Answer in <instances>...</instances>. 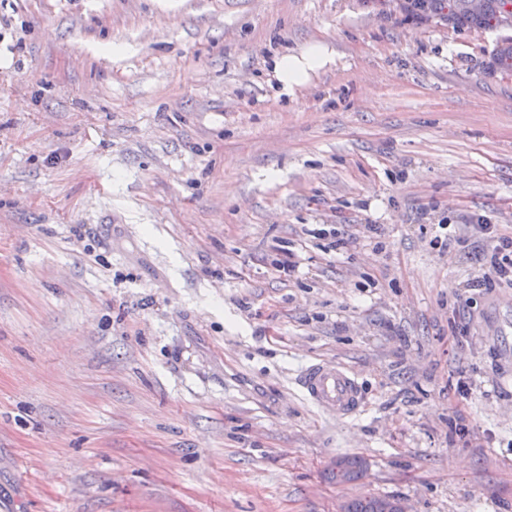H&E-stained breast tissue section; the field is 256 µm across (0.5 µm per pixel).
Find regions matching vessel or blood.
Returning <instances> with one entry per match:
<instances>
[{
    "mask_svg": "<svg viewBox=\"0 0 512 512\" xmlns=\"http://www.w3.org/2000/svg\"><path fill=\"white\" fill-rule=\"evenodd\" d=\"M306 396L340 417L353 415L360 402V384L354 373L326 362L309 365L301 375Z\"/></svg>",
    "mask_w": 512,
    "mask_h": 512,
    "instance_id": "obj_1",
    "label": "vessel or blood"
}]
</instances>
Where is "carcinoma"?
Segmentation results:
<instances>
[{"instance_id":"carcinoma-1","label":"carcinoma","mask_w":512,"mask_h":512,"mask_svg":"<svg viewBox=\"0 0 512 512\" xmlns=\"http://www.w3.org/2000/svg\"><path fill=\"white\" fill-rule=\"evenodd\" d=\"M414 11L439 14L448 11V21L468 28L510 29L512 30V0H483L478 10L471 6L472 0H408ZM496 64L504 71H512V36H504L495 53ZM345 466V476L350 480L359 479L365 463L358 457H348L342 460ZM377 497L366 496L350 501L346 512H376Z\"/></svg>"}]
</instances>
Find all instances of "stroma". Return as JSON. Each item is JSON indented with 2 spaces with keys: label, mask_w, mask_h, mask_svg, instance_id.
<instances>
[{
  "label": "stroma",
  "mask_w": 512,
  "mask_h": 512,
  "mask_svg": "<svg viewBox=\"0 0 512 512\" xmlns=\"http://www.w3.org/2000/svg\"><path fill=\"white\" fill-rule=\"evenodd\" d=\"M500 38L402 0H0V504L512 512V288L472 285L478 218L512 236ZM333 52L324 44L317 43L301 49L296 53L284 54L274 58L273 74L279 89L274 99L280 94L289 93L295 87L304 85L311 72L321 70L334 62ZM306 396L339 417L353 415L360 402V384L354 373L326 362L309 365L301 375ZM379 496H366L350 501L346 506V512H376L375 505ZM379 512H407L401 502L390 498H381L378 502Z\"/></svg>",
  "instance_id": "1"
}]
</instances>
